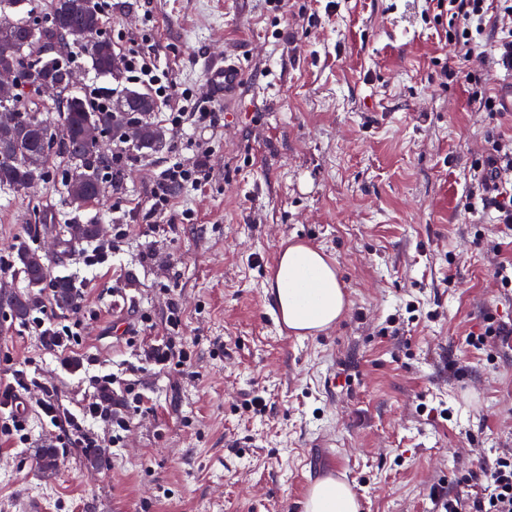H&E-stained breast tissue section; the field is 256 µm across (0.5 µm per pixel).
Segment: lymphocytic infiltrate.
<instances>
[{
  "label": "lymphocytic infiltrate",
  "instance_id": "1",
  "mask_svg": "<svg viewBox=\"0 0 512 512\" xmlns=\"http://www.w3.org/2000/svg\"><path fill=\"white\" fill-rule=\"evenodd\" d=\"M487 0H436V8L448 15L446 36L455 53L440 68L441 81L465 74L472 84V102L478 103L487 112L503 111L502 102L485 96L482 92L484 80L476 72H464L463 65L471 60L478 46L477 38L484 32L496 37L500 52L498 60L503 68H512V28L487 27L485 17ZM122 67L128 73L131 83L150 89L157 97L169 100L179 99L177 111L165 113L163 122L174 129L190 125L199 127L212 122L214 115L207 105L213 99L211 91L179 89L168 73L157 68L149 56L132 52L122 57ZM207 150L202 143L191 140L186 146L173 150L171 158L158 174L150 192L148 216L167 215L171 212L177 189L184 184L204 187L210 179V171L202 157ZM481 171L477 189L483 207L494 209L499 221L512 224V138L499 137L494 145L493 155L487 156L479 166ZM35 329L39 330L47 344L63 354L61 367L75 374L85 367L95 366V359H86L75 354L73 348L81 342L82 322L68 316L48 321L33 317ZM182 324L181 310L170 305L166 318L168 335L161 343L145 350L143 359L147 365L158 371L179 370L190 365L192 353L183 343L178 332ZM93 393L79 413L64 410L54 397L53 385L37 377L16 374L14 381L0 385V436L11 439L15 444L28 439L26 421L14 412L8 411L6 399L17 389L36 387L40 392L38 406L59 428V444L69 440L81 442L83 447H98L97 438L90 436L88 425L92 422L107 425L111 429L113 446H122L135 416L146 413L147 406L143 393L135 387L133 380L124 379L114 373L93 374L88 378ZM477 490L472 500L471 512H512V450L497 456L490 468L484 469L482 477L476 478Z\"/></svg>",
  "mask_w": 512,
  "mask_h": 512
}]
</instances>
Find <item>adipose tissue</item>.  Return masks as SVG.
<instances>
[{"instance_id": "ef3b65f1", "label": "adipose tissue", "mask_w": 512, "mask_h": 512, "mask_svg": "<svg viewBox=\"0 0 512 512\" xmlns=\"http://www.w3.org/2000/svg\"><path fill=\"white\" fill-rule=\"evenodd\" d=\"M271 296L284 324L301 334L328 329L346 305L335 269L318 249L305 244L280 251ZM304 512H359V503L345 482L324 478L310 488Z\"/></svg>"}]
</instances>
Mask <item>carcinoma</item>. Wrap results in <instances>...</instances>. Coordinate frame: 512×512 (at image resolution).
I'll list each match as a JSON object with an SVG mask.
<instances>
[{
	"mask_svg": "<svg viewBox=\"0 0 512 512\" xmlns=\"http://www.w3.org/2000/svg\"><path fill=\"white\" fill-rule=\"evenodd\" d=\"M49 20L39 25L17 19L0 26V69L21 70L29 77L26 88L36 92L44 85L55 88L57 100L34 112L21 101L23 92L13 94L16 111L0 118V186L24 193L37 183L60 177V187L71 208L80 211L97 201L112 155L102 151L103 137L119 134L131 112H153L157 102L132 91L121 101L101 108L72 90L67 47L75 40L86 48L98 74L110 76L118 69L112 41L99 38L102 14L94 0H47ZM53 57H48V54ZM137 147L158 151L165 146L163 132L140 125ZM17 272L35 285L47 278L41 258L24 246L16 251ZM54 299L62 308L74 304L77 287L68 278L51 283ZM13 317L23 322L31 311V299L15 297L10 302Z\"/></svg>",
	"mask_w": 512,
	"mask_h": 512,
	"instance_id": "carcinoma-1",
	"label": "carcinoma"
}]
</instances>
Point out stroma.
<instances>
[{"label":"stroma","instance_id":"obj_1","mask_svg":"<svg viewBox=\"0 0 512 512\" xmlns=\"http://www.w3.org/2000/svg\"><path fill=\"white\" fill-rule=\"evenodd\" d=\"M106 2L116 54L151 53L190 89L225 55L243 85L197 130L212 178L181 189L190 218L169 233H151L145 213L180 130H166L164 149L130 153L104 200L80 211L51 181L0 188V256L23 245L48 267L38 285L0 272V379L26 371L71 411L86 398L88 384L11 315L22 294L59 317V277L85 298L83 356L132 358L164 334L175 303L195 360L138 374L155 409L123 447L96 424L99 447L57 448L50 467L41 451L58 430L28 389L27 444H0V512H304L327 476L347 482L361 512H434L440 486L469 501L466 474L512 448V344L469 342L487 318L512 325L495 268L512 261V230L466 200L476 163L512 135V112L478 111L464 78L440 84L453 47L426 0ZM75 223L125 224L119 255L88 268L90 243L61 251L57 231ZM292 243L320 250L345 290L346 311L324 332L288 330L272 305L277 256ZM257 394L262 412H241Z\"/></svg>","mask_w":512,"mask_h":512}]
</instances>
